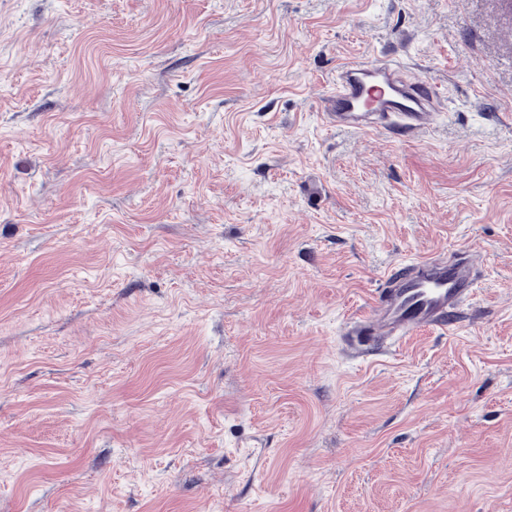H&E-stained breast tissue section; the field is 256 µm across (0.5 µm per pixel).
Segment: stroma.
Segmentation results:
<instances>
[{
    "instance_id": "obj_1",
    "label": "stroma",
    "mask_w": 512,
    "mask_h": 512,
    "mask_svg": "<svg viewBox=\"0 0 512 512\" xmlns=\"http://www.w3.org/2000/svg\"><path fill=\"white\" fill-rule=\"evenodd\" d=\"M379 56L424 134L323 122ZM0 512H512V0H0ZM477 284L470 253L403 260L378 288L377 302L348 323L345 344L355 353L370 354L422 330H450Z\"/></svg>"
}]
</instances>
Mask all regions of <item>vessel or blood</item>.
Listing matches in <instances>:
<instances>
[{
    "mask_svg": "<svg viewBox=\"0 0 512 512\" xmlns=\"http://www.w3.org/2000/svg\"><path fill=\"white\" fill-rule=\"evenodd\" d=\"M441 110L435 86L408 76L400 61L381 57L337 70L323 118L334 128L413 135L430 128ZM477 284L470 253L401 261L383 280L376 303L350 322L344 341L355 353L369 354L422 330L450 329Z\"/></svg>",
    "mask_w": 512,
    "mask_h": 512,
    "instance_id": "obj_1",
    "label": "vessel or blood"
}]
</instances>
